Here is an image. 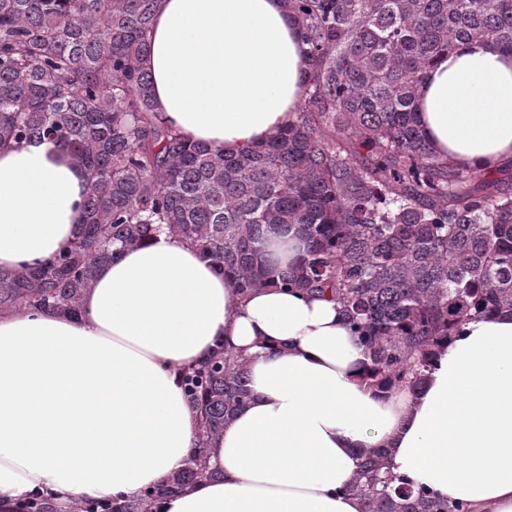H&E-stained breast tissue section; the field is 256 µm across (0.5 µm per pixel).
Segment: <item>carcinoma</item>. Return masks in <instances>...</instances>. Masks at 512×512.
<instances>
[{
	"label": "carcinoma",
	"mask_w": 512,
	"mask_h": 512,
	"mask_svg": "<svg viewBox=\"0 0 512 512\" xmlns=\"http://www.w3.org/2000/svg\"><path fill=\"white\" fill-rule=\"evenodd\" d=\"M158 0H0V145L50 141L87 174L76 238L43 263L0 269V314L80 311L97 267L165 231L245 296L330 294L373 388H420L436 351L475 316L512 314V165L495 176L438 158L416 88L462 45L512 53V0H284L305 45V96L272 138L236 152L183 138L155 111L144 68ZM273 237L306 248L283 266ZM199 413L194 454L132 497L20 500L11 512H154L211 475L207 445L251 398L219 345L182 369ZM348 491L362 512H468L363 448Z\"/></svg>",
	"instance_id": "cac0c4a2"
}]
</instances>
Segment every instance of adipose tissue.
I'll list each match as a JSON object with an SVG mask.
<instances>
[{
    "mask_svg": "<svg viewBox=\"0 0 512 512\" xmlns=\"http://www.w3.org/2000/svg\"><path fill=\"white\" fill-rule=\"evenodd\" d=\"M303 51L284 0H159L145 66L168 125L232 150L292 118ZM417 104L440 158L512 163V54L462 47L428 72ZM85 191L83 169L57 145L0 146V269L73 240ZM219 343L245 358L253 398L212 443L213 478L159 498L154 512H361L348 486L359 449L374 447L413 487L470 512H512V315L467 321L420 389L377 392L334 300L238 295L165 232L99 266L78 315H0V504L161 484L198 434L179 369Z\"/></svg>",
    "mask_w": 512,
    "mask_h": 512,
    "instance_id": "ef3b65f1",
    "label": "adipose tissue"
}]
</instances>
